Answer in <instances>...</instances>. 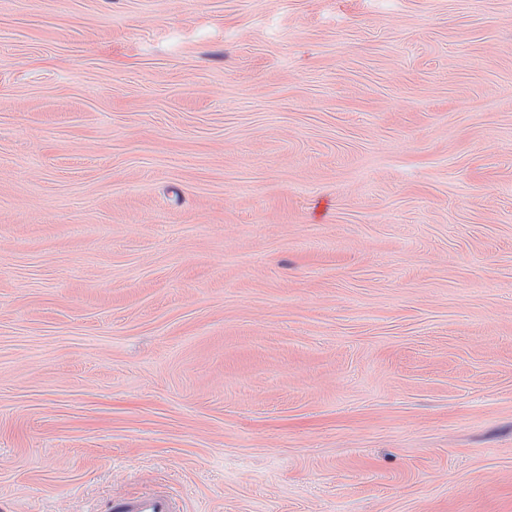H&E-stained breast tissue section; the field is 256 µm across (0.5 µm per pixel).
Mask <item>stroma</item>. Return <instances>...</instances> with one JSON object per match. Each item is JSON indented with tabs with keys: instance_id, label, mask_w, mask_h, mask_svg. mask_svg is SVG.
Instances as JSON below:
<instances>
[{
	"instance_id": "1",
	"label": "stroma",
	"mask_w": 512,
	"mask_h": 512,
	"mask_svg": "<svg viewBox=\"0 0 512 512\" xmlns=\"http://www.w3.org/2000/svg\"><path fill=\"white\" fill-rule=\"evenodd\" d=\"M512 512V0H0V512ZM180 512L177 501L164 491L114 500L106 512Z\"/></svg>"
}]
</instances>
